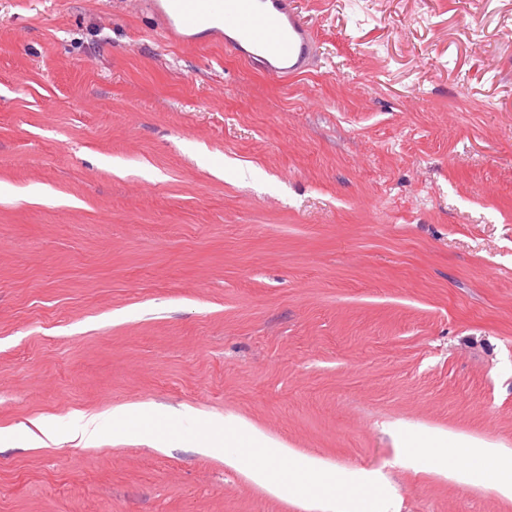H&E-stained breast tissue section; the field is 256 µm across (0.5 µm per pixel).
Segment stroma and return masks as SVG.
<instances>
[{
  "mask_svg": "<svg viewBox=\"0 0 512 512\" xmlns=\"http://www.w3.org/2000/svg\"><path fill=\"white\" fill-rule=\"evenodd\" d=\"M285 81L128 0H0V427L245 418L398 512H512V0H296ZM0 512H306L129 435L0 445ZM423 440L429 444V450L433 452V458L440 462L439 473L446 478H451L457 482L471 483L473 473L468 470H459L451 468L448 471V453L456 448L448 447V435L441 432H431L422 436ZM472 453L491 464L498 471L497 491L509 500L512 499V454L501 448H472Z\"/></svg>",
  "mask_w": 512,
  "mask_h": 512,
  "instance_id": "1",
  "label": "stroma"
}]
</instances>
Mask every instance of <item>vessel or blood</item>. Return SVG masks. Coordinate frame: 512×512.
<instances>
[{"mask_svg": "<svg viewBox=\"0 0 512 512\" xmlns=\"http://www.w3.org/2000/svg\"><path fill=\"white\" fill-rule=\"evenodd\" d=\"M163 30L228 27L234 49L249 46L265 59L264 71L285 81L309 64L315 33L292 0H151Z\"/></svg>", "mask_w": 512, "mask_h": 512, "instance_id": "obj_1", "label": "vessel or blood"}]
</instances>
